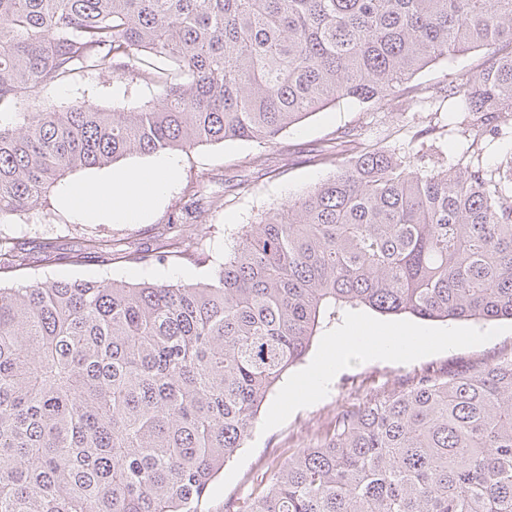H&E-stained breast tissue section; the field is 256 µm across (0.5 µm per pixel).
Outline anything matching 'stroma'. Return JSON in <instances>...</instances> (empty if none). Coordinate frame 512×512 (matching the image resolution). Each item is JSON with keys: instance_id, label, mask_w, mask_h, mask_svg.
I'll return each instance as SVG.
<instances>
[{"instance_id": "stroma-1", "label": "stroma", "mask_w": 512, "mask_h": 512, "mask_svg": "<svg viewBox=\"0 0 512 512\" xmlns=\"http://www.w3.org/2000/svg\"><path fill=\"white\" fill-rule=\"evenodd\" d=\"M488 52L473 49L429 65L411 80L418 90L407 110L382 103L368 107L342 102L307 117L286 131L277 145L257 142L204 143L180 153L178 174L149 218L136 224H86L62 210V186L84 177V170L67 173L52 188L47 204L0 224V236L22 249V258L0 257V285L18 287L48 280H125L196 283L208 279L223 263L243 225L259 223L270 209L302 194L336 170V138L354 128L370 140H386L406 154L424 151L430 159L451 160L465 141L458 134L464 118L462 97L444 96L448 85L466 82L484 68ZM160 91L141 81L109 72L79 73L65 85L46 90L42 102L64 105L83 101L104 109L130 108ZM264 155L259 167L245 166L246 157ZM219 197L207 223L178 219L191 195ZM106 245L98 257L73 262L74 253L90 242ZM412 328L428 336L461 335V343L399 357H370L361 349L345 348L339 366L321 381L310 400H289L288 394L313 368L329 345L352 335L360 325ZM512 353V321L430 322L406 316H383L356 309L343 322L314 337L303 362L292 367L263 403L252 436L225 463L198 505V512H224V501L248 495L259 481L269 479L289 452L316 444L332 427L337 413L397 390L427 371L447 372Z\"/></svg>"}]
</instances>
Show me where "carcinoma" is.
Masks as SVG:
<instances>
[{
  "label": "carcinoma",
  "mask_w": 512,
  "mask_h": 512,
  "mask_svg": "<svg viewBox=\"0 0 512 512\" xmlns=\"http://www.w3.org/2000/svg\"><path fill=\"white\" fill-rule=\"evenodd\" d=\"M512 0H0V224L68 170L274 144L340 101L403 108L423 68L490 51L466 152L417 167L349 131L336 172L196 284L0 286V512H197L259 408L348 309L512 320ZM162 89L107 111L5 110L75 73ZM224 512H512V355L341 412Z\"/></svg>",
  "instance_id": "carcinoma-1"
}]
</instances>
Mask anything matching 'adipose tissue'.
<instances>
[{
  "label": "adipose tissue",
  "mask_w": 512,
  "mask_h": 512,
  "mask_svg": "<svg viewBox=\"0 0 512 512\" xmlns=\"http://www.w3.org/2000/svg\"><path fill=\"white\" fill-rule=\"evenodd\" d=\"M178 169L175 157L160 152L148 167L98 172L67 186L60 195V205L84 223H139L166 194ZM353 342L367 355L389 357L425 351L434 345L423 333L408 330H378L354 337Z\"/></svg>",
  "instance_id": "obj_1"
}]
</instances>
